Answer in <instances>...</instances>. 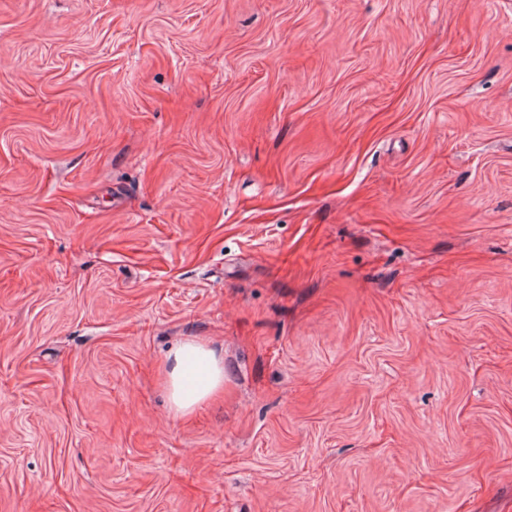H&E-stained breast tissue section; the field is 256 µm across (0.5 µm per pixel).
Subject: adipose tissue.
I'll return each mask as SVG.
<instances>
[{
	"mask_svg": "<svg viewBox=\"0 0 512 512\" xmlns=\"http://www.w3.org/2000/svg\"><path fill=\"white\" fill-rule=\"evenodd\" d=\"M164 388L175 416L192 415L224 389V358L207 344L188 339L172 350Z\"/></svg>",
	"mask_w": 512,
	"mask_h": 512,
	"instance_id": "adipose-tissue-1",
	"label": "adipose tissue"
}]
</instances>
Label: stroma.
I'll return each instance as SVG.
<instances>
[{
  "mask_svg": "<svg viewBox=\"0 0 512 512\" xmlns=\"http://www.w3.org/2000/svg\"><path fill=\"white\" fill-rule=\"evenodd\" d=\"M0 512H512V0H0ZM164 388L175 416L188 417L224 390V356L196 339H187L172 350ZM189 374L192 387L185 386Z\"/></svg>",
  "mask_w": 512,
  "mask_h": 512,
  "instance_id": "obj_1",
  "label": "stroma"
}]
</instances>
